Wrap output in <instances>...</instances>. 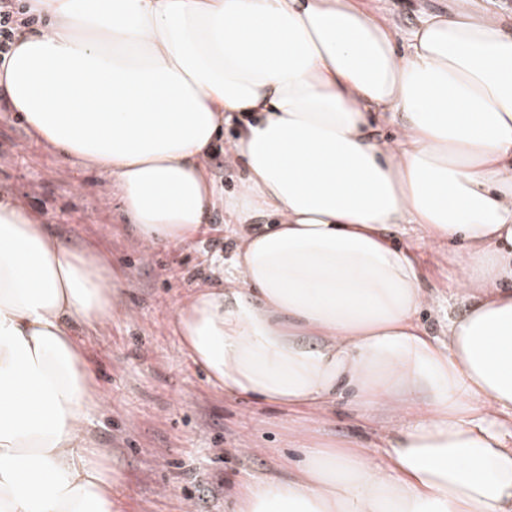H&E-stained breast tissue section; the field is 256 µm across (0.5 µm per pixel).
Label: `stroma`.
I'll use <instances>...</instances> for the list:
<instances>
[{
	"instance_id": "obj_1",
	"label": "stroma",
	"mask_w": 512,
	"mask_h": 512,
	"mask_svg": "<svg viewBox=\"0 0 512 512\" xmlns=\"http://www.w3.org/2000/svg\"><path fill=\"white\" fill-rule=\"evenodd\" d=\"M400 34L449 0H369ZM109 177L63 161L31 141L19 113L0 106V193L48 224L64 244L90 245L122 280L112 319L84 334L88 370L103 394L89 416L95 447L112 474L116 512H232L238 478L273 473L295 461L297 433L340 446L372 439L370 424L346 401L324 419L278 406L247 404L217 391L188 357L175 332L178 304L230 257L234 239L223 208L194 241L144 251L109 189Z\"/></svg>"
}]
</instances>
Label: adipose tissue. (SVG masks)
Returning a JSON list of instances; mask_svg holds the SVG:
<instances>
[{"mask_svg":"<svg viewBox=\"0 0 512 512\" xmlns=\"http://www.w3.org/2000/svg\"><path fill=\"white\" fill-rule=\"evenodd\" d=\"M27 9L50 24L15 37L0 100L37 143L105 170L146 248L190 243L219 206L248 228L176 310L209 382L294 413L389 415L378 448L300 437L288 469L237 481L232 512H512V32L497 15L453 0L401 50L362 0ZM395 119L400 139L374 138ZM234 120L244 176L225 199L203 161ZM409 234L450 254L437 335L418 314L443 299ZM119 280L0 196V512H114L78 332L111 318Z\"/></svg>","mask_w":512,"mask_h":512,"instance_id":"adipose-tissue-1","label":"adipose tissue"}]
</instances>
